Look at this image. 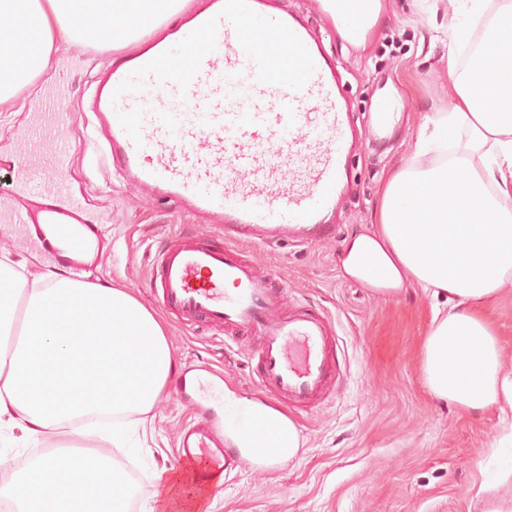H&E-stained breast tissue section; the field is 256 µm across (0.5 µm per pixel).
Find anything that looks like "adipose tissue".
Here are the masks:
<instances>
[{"instance_id":"1","label":"adipose tissue","mask_w":512,"mask_h":512,"mask_svg":"<svg viewBox=\"0 0 512 512\" xmlns=\"http://www.w3.org/2000/svg\"><path fill=\"white\" fill-rule=\"evenodd\" d=\"M186 2L0 0V109L55 71L59 46L80 48L91 32L112 45L136 42ZM488 11L482 49L465 72L448 73L449 112L416 142L417 154L443 148L449 157L425 168L410 161L390 176L376 231L352 240L342 266L363 278L373 265L386 286L408 277L443 299L423 344V384L463 412L496 409V445L511 448L512 355L481 307L512 282V0H448L447 48L456 55ZM175 370L163 322L127 291L50 270L27 276L0 261V430L59 440L0 484V500L11 512H125L113 493L124 473L107 450L118 432L87 429L74 446L72 424L150 412Z\"/></svg>"}]
</instances>
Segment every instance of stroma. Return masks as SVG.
Listing matches in <instances>:
<instances>
[{
	"label": "stroma",
	"mask_w": 512,
	"mask_h": 512,
	"mask_svg": "<svg viewBox=\"0 0 512 512\" xmlns=\"http://www.w3.org/2000/svg\"><path fill=\"white\" fill-rule=\"evenodd\" d=\"M313 2L275 0L319 38L341 77L356 129H364L382 95L396 97L397 120L386 143L364 142L352 157L344 195L327 218L340 227L336 241L241 245L243 254L284 280L286 308L307 306L334 319L341 380L317 410L298 412L301 442L294 458L230 476L223 492L207 500V512H482L478 485L494 480L512 459L491 455L499 434L496 412L466 415L424 387L420 361L431 298L409 281L397 291L370 287L341 265L352 237L375 230L387 177L413 156L425 117L450 109L448 53L436 39L448 0H437L433 11L419 0H381L380 19L361 45L325 27ZM124 55L92 34L82 51L59 50L55 78L39 79L36 92L24 95L23 111L0 115V184L22 178L20 136L48 93L63 87L64 110L92 115L96 85ZM65 175L84 200L86 223L99 234L98 254L82 262L83 273L126 289L146 306L154 304L152 254L173 236L204 238L218 231L216 221L197 218L182 204L149 198L113 164L75 151ZM3 256L35 258L43 271L69 266L19 224L0 234ZM165 323L177 375L212 366L223 371L225 392L253 397L245 350L225 343L215 329L171 317ZM194 413L193 400L169 386L151 411L153 432L131 435L139 453L116 449L115 460L136 472L127 512H141L152 499L157 470L178 466L176 434Z\"/></svg>",
	"instance_id": "stroma-1"
}]
</instances>
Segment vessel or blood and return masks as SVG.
Segmentation results:
<instances>
[{
  "label": "vessel or blood",
  "instance_id": "vessel-or-blood-1",
  "mask_svg": "<svg viewBox=\"0 0 512 512\" xmlns=\"http://www.w3.org/2000/svg\"><path fill=\"white\" fill-rule=\"evenodd\" d=\"M315 10L326 22L368 31L363 0H315ZM153 45L96 86L103 139L87 148L147 192L222 222L217 237L179 235L156 252L157 304L179 321L223 329L232 341L259 340L248 355L249 380L259 391L254 405L225 398L211 375L192 384L200 416L181 428L177 448L182 462L208 477L204 485L182 484L181 500L193 503L250 466L242 450L230 447L231 431L245 439L263 433L268 447H287V429L269 424L262 408L285 416L312 410L336 390L333 319L302 308L282 312L279 278L260 271L239 244L335 239V225L323 218L347 178L351 120L336 70L310 27L261 0H217L178 38L158 35ZM397 109L380 98L371 135L386 132ZM72 149L71 141L55 138L52 182L29 167L20 185L53 194L56 205L45 221L79 253L85 242L68 223L78 219L82 202L62 174Z\"/></svg>",
  "mask_w": 512,
  "mask_h": 512
}]
</instances>
